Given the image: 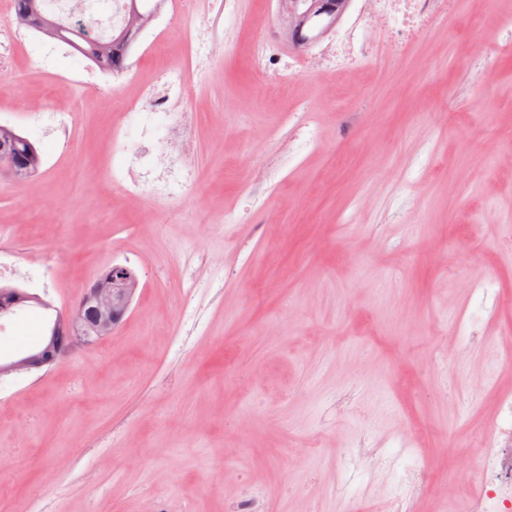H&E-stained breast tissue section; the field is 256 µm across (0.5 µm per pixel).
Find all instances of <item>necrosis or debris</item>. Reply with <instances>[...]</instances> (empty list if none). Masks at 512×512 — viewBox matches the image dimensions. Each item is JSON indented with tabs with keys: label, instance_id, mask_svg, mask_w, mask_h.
Segmentation results:
<instances>
[{
	"label": "necrosis or debris",
	"instance_id": "4bbe7bcc",
	"mask_svg": "<svg viewBox=\"0 0 512 512\" xmlns=\"http://www.w3.org/2000/svg\"><path fill=\"white\" fill-rule=\"evenodd\" d=\"M54 14L68 23L89 25L92 33L109 36L114 27L123 24L125 0H55ZM448 11L447 0H358L354 20L338 30L333 41L319 52L284 58L272 40L264 39L258 49L261 69L270 70L274 78L271 88L286 85L309 65L346 73L358 70L370 61L373 46L370 32L386 27L396 38L395 53H403L407 42L420 29ZM153 57L159 80L145 89L139 100L132 103L120 121L111 128L112 151L122 154L121 165L112 167V182L126 185L131 196L149 194L161 199L178 197L190 179L185 161L192 136V118L182 107L186 93V72L170 66L161 45H154ZM167 119L164 142H157L154 127L156 115ZM136 122L140 144L128 148L124 141V125ZM480 472L455 468L456 483L464 484L479 477L481 492L469 501L465 512H512V399H506L500 409L499 421L491 437L481 443Z\"/></svg>",
	"mask_w": 512,
	"mask_h": 512
}]
</instances>
